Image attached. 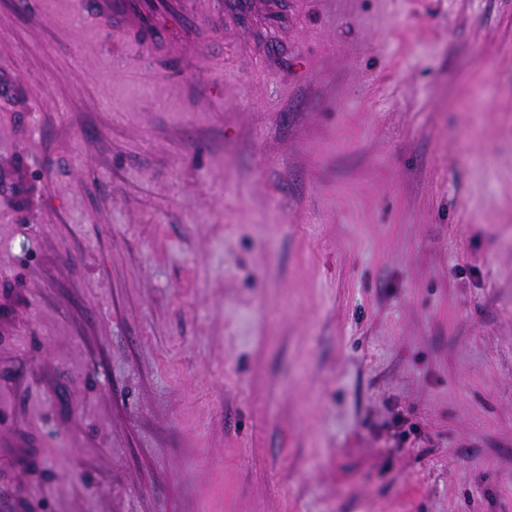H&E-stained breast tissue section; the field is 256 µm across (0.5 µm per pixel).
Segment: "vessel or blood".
I'll use <instances>...</instances> for the list:
<instances>
[{
  "mask_svg": "<svg viewBox=\"0 0 512 512\" xmlns=\"http://www.w3.org/2000/svg\"><path fill=\"white\" fill-rule=\"evenodd\" d=\"M80 7L97 27L119 36L157 29L159 19L170 20L171 28L157 29V37L147 42L146 47L181 60L192 56L198 46L178 37L177 27L195 28L200 40L224 27L222 21L202 14L196 0H82Z\"/></svg>",
  "mask_w": 512,
  "mask_h": 512,
  "instance_id": "obj_1",
  "label": "vessel or blood"
}]
</instances>
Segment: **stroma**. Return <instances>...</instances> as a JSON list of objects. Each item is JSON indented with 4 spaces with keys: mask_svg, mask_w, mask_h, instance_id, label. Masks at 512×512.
<instances>
[{
    "mask_svg": "<svg viewBox=\"0 0 512 512\" xmlns=\"http://www.w3.org/2000/svg\"><path fill=\"white\" fill-rule=\"evenodd\" d=\"M77 2L0 0V512H512V0ZM81 9L94 24L112 34L123 36L147 29L158 32L147 42L149 51L185 60L198 49L201 41L224 27V21L203 15L195 0H81ZM166 18L176 26H191L198 32L195 43L177 36L176 29H161L156 22Z\"/></svg>",
    "mask_w": 512,
    "mask_h": 512,
    "instance_id": "obj_1",
    "label": "stroma"
}]
</instances>
